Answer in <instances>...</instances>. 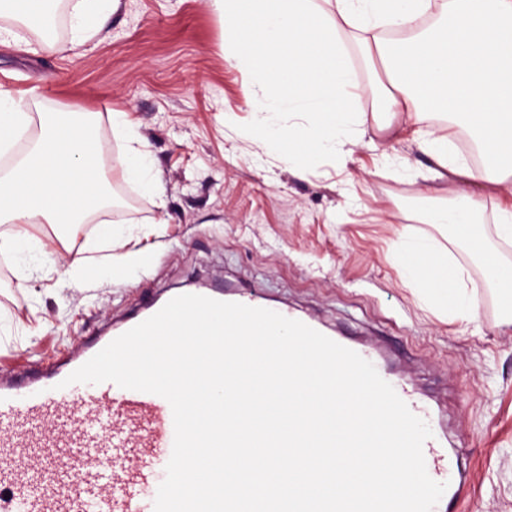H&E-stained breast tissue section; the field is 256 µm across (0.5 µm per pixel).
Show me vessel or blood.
I'll return each mask as SVG.
<instances>
[{"instance_id": "vessel-or-blood-1", "label": "vessel or blood", "mask_w": 512, "mask_h": 512, "mask_svg": "<svg viewBox=\"0 0 512 512\" xmlns=\"http://www.w3.org/2000/svg\"><path fill=\"white\" fill-rule=\"evenodd\" d=\"M99 336L49 370L0 378V512H154L174 441L163 397L112 382L68 383L107 346ZM391 384L410 410L432 422L429 406L405 381ZM74 449L52 461L38 448ZM429 476L447 489L433 512H454L471 488L453 453L435 435L423 446Z\"/></svg>"}]
</instances>
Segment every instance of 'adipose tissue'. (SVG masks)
Returning <instances> with one entry per match:
<instances>
[{"label":"adipose tissue","mask_w":512,"mask_h":512,"mask_svg":"<svg viewBox=\"0 0 512 512\" xmlns=\"http://www.w3.org/2000/svg\"><path fill=\"white\" fill-rule=\"evenodd\" d=\"M119 0H70L77 50L102 29ZM224 24L226 60L247 68L252 88L247 105L258 117L253 137L288 147L297 164L313 153H333L361 144L367 134L381 138L411 131L433 166L426 191L440 197L423 221L449 228L454 241L482 255L491 282L512 292V265L484 252L480 224L494 208L497 237L512 243V0H209ZM439 19L420 32L419 19ZM44 39L49 52L64 46L48 39L54 24L48 0H0V39L10 23ZM361 47L380 60L388 79L374 90L376 111L356 107L358 85L351 50ZM448 117L445 126L422 129L424 115ZM295 122L284 125L285 117ZM38 122L39 133L26 156L0 173V251L21 271L33 272L46 254L33 246L28 227L46 223L71 227L110 205L98 163L97 141L80 113L57 110L31 115L25 93L0 86V149L19 131ZM484 150L476 165L455 151L457 130ZM112 130L124 143V178L144 193L158 181L135 122L128 112L112 115ZM398 261L407 280L428 298L448 300L458 314L473 306L462 269L447 249L405 235Z\"/></svg>","instance_id":"ef3b65f1"}]
</instances>
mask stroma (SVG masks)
Segmentation results:
<instances>
[{
	"mask_svg": "<svg viewBox=\"0 0 512 512\" xmlns=\"http://www.w3.org/2000/svg\"><path fill=\"white\" fill-rule=\"evenodd\" d=\"M224 52V25L206 0H121L76 54L47 52L21 27L0 44V84L33 91L46 111L95 113L109 161L124 149L109 115L132 111L160 175L151 196L113 173L104 222L63 236L32 227L53 258L40 272L22 274L0 255V374L52 366L149 298L200 282L224 295L253 288L371 347L430 404L471 475L461 512H512V313L472 250L424 223L431 159L398 137L297 170L288 153L249 137V75ZM404 228L464 268L467 318L408 284L396 259ZM79 252L94 263L74 286L68 266Z\"/></svg>",
	"mask_w": 512,
	"mask_h": 512,
	"instance_id": "1",
	"label": "stroma"
}]
</instances>
